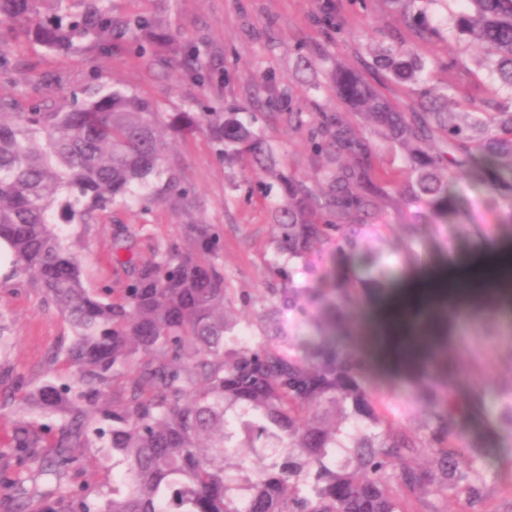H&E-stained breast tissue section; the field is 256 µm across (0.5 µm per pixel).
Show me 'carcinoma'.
Segmentation results:
<instances>
[{"instance_id": "cac0c4a2", "label": "carcinoma", "mask_w": 512, "mask_h": 512, "mask_svg": "<svg viewBox=\"0 0 512 512\" xmlns=\"http://www.w3.org/2000/svg\"><path fill=\"white\" fill-rule=\"evenodd\" d=\"M67 2L0 0V51L17 28L63 52L80 44L104 51L103 39L132 28L142 34L143 57L176 42L152 19L112 17L109 0H79L76 14ZM384 2L416 40L393 33L361 68L327 70L328 86L351 116L281 113L289 128L307 130L311 155L323 164L316 187L292 175L279 179L282 200L270 209L272 300L259 315L263 323L284 309L301 311L297 276L338 282L343 256L359 253L369 235L384 238L388 209L405 208L412 218L454 211L449 181L457 177L487 186L493 205L512 200V0H463L466 8L452 16L448 34L464 57L448 67L483 91L460 96L455 111L448 94L459 89H432L425 78L440 66L422 52V44L442 37L428 17L434 0ZM338 11L337 0H323L327 30H339ZM206 68L196 54L183 61L193 80ZM363 68L408 88L410 101L393 105ZM484 73L498 84H484ZM184 120L204 127L225 160L248 153L274 172L254 118L200 112ZM359 120L403 153L405 168L380 167ZM167 126L151 101L118 88L69 110L0 111V240L12 255L6 279L25 276L71 331L62 348L69 381L48 375L31 388L9 371L0 374L21 394L11 448L29 467L11 480L16 512L34 498L41 512H414L429 488L463 496L470 512H498L476 466L480 445L456 429L466 408L449 387L427 391L439 411L419 430L394 432L352 336L299 354L264 327L249 341L235 332L214 225H187L186 241L167 242L145 262L118 247L113 260L130 276L115 301L109 288L84 287L63 225L85 224L117 203L146 208L175 189L162 139ZM38 416L56 424H39ZM501 419L512 434V386L502 391ZM98 444L122 467L112 497L95 503L59 484L29 488L36 474L57 475L80 461L76 449ZM239 448L270 452L248 464ZM425 449L431 467L407 463Z\"/></svg>"}]
</instances>
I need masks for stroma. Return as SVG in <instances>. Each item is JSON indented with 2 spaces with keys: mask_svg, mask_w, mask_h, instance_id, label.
I'll use <instances>...</instances> for the list:
<instances>
[{
  "mask_svg": "<svg viewBox=\"0 0 512 512\" xmlns=\"http://www.w3.org/2000/svg\"><path fill=\"white\" fill-rule=\"evenodd\" d=\"M113 17L160 19L179 33L186 50L197 53L210 70L204 82L184 76L182 52L159 50L144 62L126 43H116L101 55L93 50L52 53L39 43L15 39L0 51V104L9 112L49 110L85 100L90 93L119 88L151 100L166 119L205 109L232 110L254 115L255 127L271 147L279 174L313 176L315 166L303 146L304 133L288 129L279 119L293 110L329 112L336 100L329 90L308 98L304 84L324 81L330 64L359 65L371 57L375 42L387 40L402 29L400 20L386 10L383 0H342L338 16L344 37L328 38L320 22L318 0H111ZM311 64L298 65L301 52ZM273 81L277 107L261 108L255 93L262 81ZM170 165L188 191L187 199L173 198L144 210L113 208L89 224H69V244L81 260L82 280L92 291L103 287L121 291L128 278L112 262L117 240H129L138 260L151 258L159 244L181 238L185 225L213 224L224 236V284L233 295L266 296L267 263L274 235L269 205L281 197L275 178L256 174L249 155L224 162L212 149L206 129L176 127L164 133ZM460 214L422 220L409 225L396 211H387L389 229L384 242L365 240L364 250L381 252L385 269L354 261L346 269V287L358 297L347 321L358 338L368 333L380 295L400 289L419 278L425 264L461 263L468 253L501 243L512 246V224H496L484 206L490 193L468 178L455 181ZM495 232H487L488 224ZM335 289L310 284L300 292L306 315H283L284 343L300 345L311 338L333 337L340 330L331 319L329 299ZM452 315H437L431 327L437 355L447 357L451 371L419 362L386 373L375 395L391 409L395 430L418 429L425 419L420 398L430 384H449L456 397L472 403L465 427L480 439L488 452V487L501 512L512 505V435L499 424L498 382L512 374V302L492 304L486 314L469 317L462 299L444 298ZM0 331L8 338L0 351V367L38 385L47 369L58 380L68 373L64 361L54 360L67 342V322L42 303L40 293L27 279L0 284ZM13 407L0 408V512H14L8 482L21 464L10 446ZM83 465L65 471L63 486L87 489L92 501L112 494L119 472L112 467V451L82 449Z\"/></svg>",
  "mask_w": 512,
  "mask_h": 512,
  "instance_id": "35a3bbf8",
  "label": "stroma"
}]
</instances>
